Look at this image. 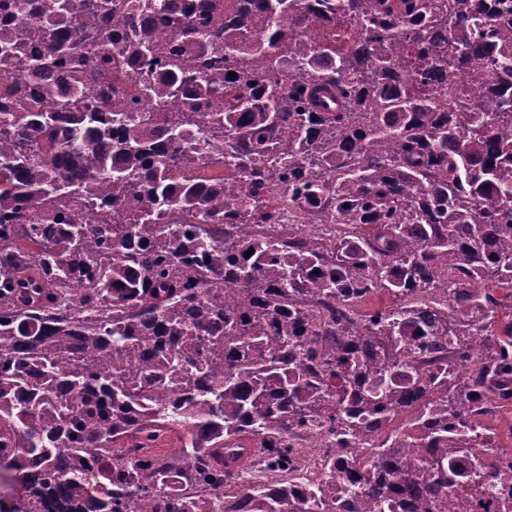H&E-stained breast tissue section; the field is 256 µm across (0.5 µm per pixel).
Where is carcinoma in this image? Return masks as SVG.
<instances>
[{"instance_id": "carcinoma-1", "label": "carcinoma", "mask_w": 512, "mask_h": 512, "mask_svg": "<svg viewBox=\"0 0 512 512\" xmlns=\"http://www.w3.org/2000/svg\"><path fill=\"white\" fill-rule=\"evenodd\" d=\"M319 2L90 0L96 25L51 0L76 34L0 28L24 55L0 89V512L46 487L80 512L90 476L106 512H430L454 488L469 512L512 479L486 425L512 409V6ZM129 65L132 91L89 88ZM203 127L236 174L203 172ZM268 194L331 199L334 234L227 249ZM105 196L99 224L69 209ZM323 427L310 483L292 440Z\"/></svg>"}]
</instances>
